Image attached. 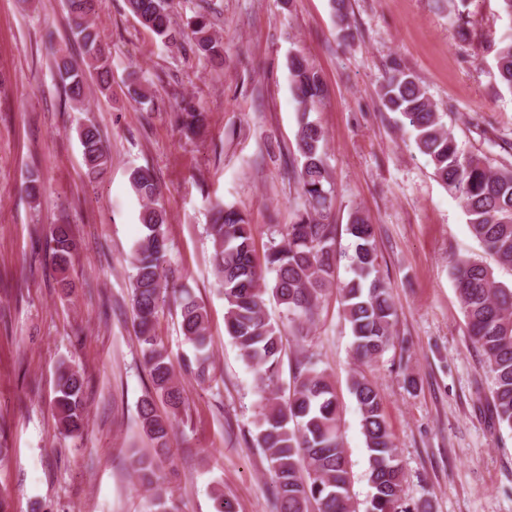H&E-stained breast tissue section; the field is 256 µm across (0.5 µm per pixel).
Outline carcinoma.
Masks as SVG:
<instances>
[{"label": "carcinoma", "instance_id": "carcinoma-1", "mask_svg": "<svg viewBox=\"0 0 512 512\" xmlns=\"http://www.w3.org/2000/svg\"><path fill=\"white\" fill-rule=\"evenodd\" d=\"M73 36L84 49V67L64 56L54 65L70 103L85 99V77L95 75L100 93L111 89V52L106 50L92 22L97 0H64ZM139 24L165 46L187 44L195 54L224 66V43L212 32L206 11L183 28L173 26V0H125ZM330 12L343 38L353 36L349 0H329ZM288 74L298 112L295 179L300 202L291 222L283 225L280 239L269 242L264 262L255 259L252 225L233 205H217L218 217L209 226L213 266L224 294V325L242 358L259 374L266 394L257 405L254 446L266 452L270 463L272 496L276 512H356L351 495L352 476L342 445L340 408L325 371L314 356L304 357L288 400L274 396L282 353L278 323L265 314V295L283 307L288 322L314 321L320 298L331 284L341 255L336 251L337 225L331 222L334 184L326 162V134L311 118L323 95L322 78L296 52L288 57ZM499 82L512 90V38L501 42L496 53ZM380 101L399 115L415 148L433 165L434 175L462 202L473 236L501 266L512 268V162L490 165L482 157L464 153L443 121L442 113L416 75L394 58L380 86ZM186 133L195 136L206 126V113L189 104L180 113ZM86 175L95 178L111 157L96 124L78 130ZM131 183L143 202L139 213L142 236L131 255L130 287L137 320L136 335L142 362L148 372L150 392L138 406L141 427L153 443L150 455L132 454L134 474L149 489L158 483V462L168 458L174 422L186 412L187 398L175 367L155 332L159 312L166 303L169 282L164 275L168 251L165 208L158 203L159 188L150 169L133 171ZM27 197L42 195L38 171L28 172ZM346 232L354 239L349 256L353 277L342 288L344 312L353 336L357 359L371 363L392 341L395 305L389 284L378 275L373 224L356 210ZM49 245L52 262L63 288L71 287L68 271L77 243L72 226H53ZM274 274L267 283L266 274ZM457 298L471 344L481 353L487 370L491 415L499 427L512 431V286L497 281L491 268L459 259L453 264ZM180 330L194 349L182 359V368L195 381L214 376L209 351V315L204 305L183 291L179 296ZM84 377L62 362L55 382V407L59 433H83L86 407ZM351 394L361 413L368 451V476L373 489L367 512H431L427 500L409 505L402 498L404 472L386 422L376 385L361 374L351 378ZM150 512H177L161 492L150 498Z\"/></svg>", "mask_w": 512, "mask_h": 512}]
</instances>
